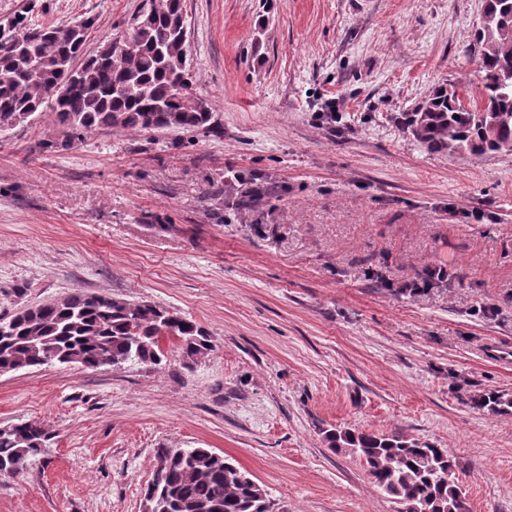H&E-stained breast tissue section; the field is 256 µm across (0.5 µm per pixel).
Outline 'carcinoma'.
<instances>
[{
	"label": "carcinoma",
	"instance_id": "carcinoma-1",
	"mask_svg": "<svg viewBox=\"0 0 512 512\" xmlns=\"http://www.w3.org/2000/svg\"><path fill=\"white\" fill-rule=\"evenodd\" d=\"M33 8L5 26L14 44H0V131L49 111L67 149L97 130H155L220 135L212 112L194 92L183 29V0H145L121 35L85 54L95 19L42 25ZM481 73L463 101L455 85L435 88L404 128L427 150L458 158L512 152V0H483L468 48ZM168 339L185 360L212 351L210 334L193 318L151 302L103 294H73L0 316V371L77 360L86 368L137 362L159 365ZM511 414L512 396L479 401ZM329 447L356 457L397 512H469L448 449L402 435L348 428L324 431ZM46 432L21 423L0 430V476H12L45 451ZM143 493L148 512H275L267 491L241 467L209 448H158Z\"/></svg>",
	"mask_w": 512,
	"mask_h": 512
}]
</instances>
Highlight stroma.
Listing matches in <instances>:
<instances>
[{
  "label": "stroma",
  "instance_id": "obj_1",
  "mask_svg": "<svg viewBox=\"0 0 512 512\" xmlns=\"http://www.w3.org/2000/svg\"><path fill=\"white\" fill-rule=\"evenodd\" d=\"M36 3L44 23L95 17L93 48L144 0ZM481 3L185 0L222 136L89 131L61 150L48 113L0 132L1 314L103 293L214 343L191 363L168 343L158 366L0 376V422L48 433L0 478V512H141L157 449L197 447L278 512H397L328 447L339 427L446 448L470 512H512V414L478 405L512 394V153L453 158L402 125L435 87L478 85Z\"/></svg>",
  "mask_w": 512,
  "mask_h": 512
}]
</instances>
